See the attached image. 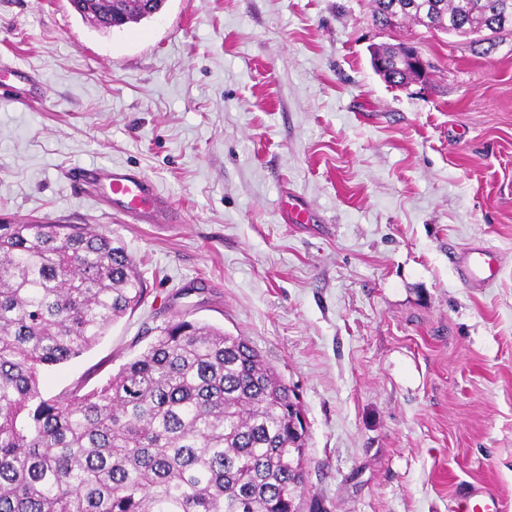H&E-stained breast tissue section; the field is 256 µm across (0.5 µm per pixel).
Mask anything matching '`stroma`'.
<instances>
[{"label":"stroma","instance_id":"obj_1","mask_svg":"<svg viewBox=\"0 0 512 512\" xmlns=\"http://www.w3.org/2000/svg\"><path fill=\"white\" fill-rule=\"evenodd\" d=\"M369 2L166 0L103 31L68 0H0V219L95 227L148 288L40 389L101 385L186 313L299 394L318 512H455L487 483L512 512V32L384 29ZM402 40L427 86L373 70ZM101 164L144 172L180 223L65 177ZM474 246L489 284L458 274ZM400 50L402 55L408 60L415 72L417 73V78L419 80L418 83L426 84V80L430 74L431 70V62L426 59L422 53L418 50V48L412 44H402L400 45Z\"/></svg>","mask_w":512,"mask_h":512}]
</instances>
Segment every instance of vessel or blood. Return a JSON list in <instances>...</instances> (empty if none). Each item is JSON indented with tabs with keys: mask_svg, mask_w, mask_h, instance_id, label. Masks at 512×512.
I'll return each mask as SVG.
<instances>
[{
	"mask_svg": "<svg viewBox=\"0 0 512 512\" xmlns=\"http://www.w3.org/2000/svg\"><path fill=\"white\" fill-rule=\"evenodd\" d=\"M66 179L101 204L119 212L136 224H166L172 219L173 207L156 183L140 170L125 165L67 171ZM465 280L485 283L494 279L496 267L490 251H470L463 256ZM460 512H499L494 490L487 486L472 488L458 504Z\"/></svg>",
	"mask_w": 512,
	"mask_h": 512,
	"instance_id": "b4317fda",
	"label": "vessel or blood"
}]
</instances>
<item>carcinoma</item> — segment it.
<instances>
[{
	"mask_svg": "<svg viewBox=\"0 0 512 512\" xmlns=\"http://www.w3.org/2000/svg\"><path fill=\"white\" fill-rule=\"evenodd\" d=\"M512 31V0H371L372 21ZM118 8L99 0L95 25ZM147 294L116 238L0 222V512H300L296 392L243 336L179 317L104 384L45 397L42 374L92 348Z\"/></svg>",
	"mask_w": 512,
	"mask_h": 512,
	"instance_id": "cac0c4a2",
	"label": "carcinoma"
}]
</instances>
